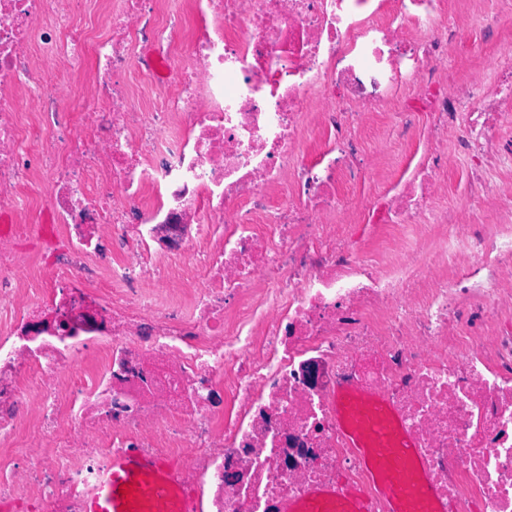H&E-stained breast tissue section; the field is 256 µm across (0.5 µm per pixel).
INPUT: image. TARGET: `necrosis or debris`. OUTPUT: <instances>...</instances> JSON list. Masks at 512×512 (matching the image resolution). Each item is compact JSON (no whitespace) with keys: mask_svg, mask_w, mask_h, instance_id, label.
<instances>
[{"mask_svg":"<svg viewBox=\"0 0 512 512\" xmlns=\"http://www.w3.org/2000/svg\"><path fill=\"white\" fill-rule=\"evenodd\" d=\"M482 2L0 0V507L84 512L126 448L201 512L370 491L349 384L448 512H512V56L450 63ZM455 159L493 223L438 206ZM367 400L368 405L384 410L386 399L382 394H374L369 397H362L354 388L344 387L337 394L336 415L341 419L353 401Z\"/></svg>","mask_w":512,"mask_h":512,"instance_id":"necrosis-or-debris-1","label":"necrosis or debris"}]
</instances>
